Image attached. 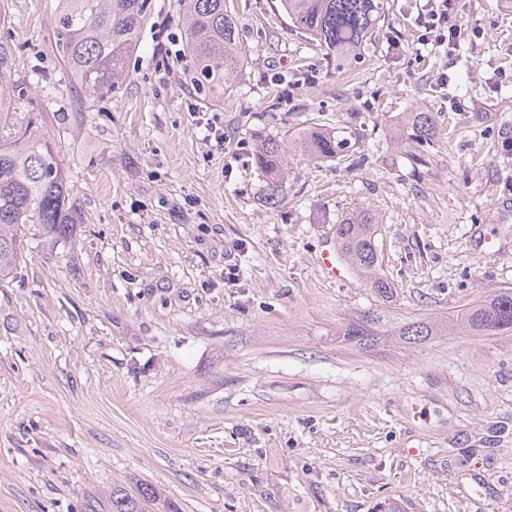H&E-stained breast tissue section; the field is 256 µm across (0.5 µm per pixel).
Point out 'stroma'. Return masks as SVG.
<instances>
[{
    "label": "stroma",
    "instance_id": "1",
    "mask_svg": "<svg viewBox=\"0 0 512 512\" xmlns=\"http://www.w3.org/2000/svg\"><path fill=\"white\" fill-rule=\"evenodd\" d=\"M56 5L8 0L0 24L17 112L55 111L43 132L83 212L64 242L28 225L0 281V512H105L145 485L181 512H494L512 490V335L357 351L336 331L377 296L317 257L368 208L396 316L512 287V0H456L451 57L418 43L416 0H389L341 70L276 0H229L247 59L220 95L191 78L182 0H151L103 99L65 71ZM416 110L442 130L422 163L394 142ZM312 126L348 151L294 159L266 204L257 136ZM483 233L498 252L471 251Z\"/></svg>",
    "mask_w": 512,
    "mask_h": 512
}]
</instances>
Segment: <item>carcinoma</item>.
<instances>
[{
    "label": "carcinoma",
    "mask_w": 512,
    "mask_h": 512,
    "mask_svg": "<svg viewBox=\"0 0 512 512\" xmlns=\"http://www.w3.org/2000/svg\"><path fill=\"white\" fill-rule=\"evenodd\" d=\"M279 9L293 27L317 42L329 61L341 69L361 55V49L386 19L387 0H279ZM150 15L149 0H58L56 49L64 68L83 91L98 98L112 93L128 74V59L137 35ZM181 25L185 53L195 84L213 94L244 63L238 21L226 0H184ZM13 49L0 42V280L16 274L23 258L25 229L38 224L45 233L66 235L68 225L81 223V212L67 188L65 168L51 143L39 131L50 122L48 111L11 117L18 85L12 82ZM439 135L432 112H409L398 140L424 161L425 147ZM348 140L333 132L303 130L259 141L254 163L266 178L271 204L282 202L288 177V153L308 162L335 159L346 152ZM339 250L350 266L370 280L382 300L394 284L381 273L384 248L375 215L360 210L336 225ZM492 336L512 333V288H499L461 306L452 319L394 318L381 306L370 307L347 320L338 334L368 351L386 339L412 346L454 333ZM179 512L154 487L131 495L112 489L111 512Z\"/></svg>",
    "instance_id": "obj_1"
}]
</instances>
